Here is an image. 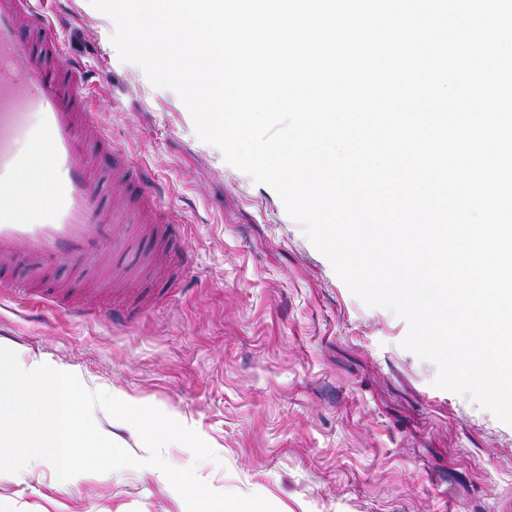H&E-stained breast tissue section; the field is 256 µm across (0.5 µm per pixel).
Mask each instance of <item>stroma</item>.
Instances as JSON below:
<instances>
[{
  "instance_id": "stroma-1",
  "label": "stroma",
  "mask_w": 512,
  "mask_h": 512,
  "mask_svg": "<svg viewBox=\"0 0 512 512\" xmlns=\"http://www.w3.org/2000/svg\"><path fill=\"white\" fill-rule=\"evenodd\" d=\"M43 8L79 61L91 120L141 164L194 263L171 279L152 234L118 256L58 261L52 280L106 278L115 294L76 317L5 293L0 346L189 426L217 461L171 443L169 465L277 512H512V426L434 387L435 365L401 346L407 322L353 295L275 191L202 141L175 91L120 59L110 16L90 0ZM0 512L186 510L156 468L62 482L44 461L0 474Z\"/></svg>"
}]
</instances>
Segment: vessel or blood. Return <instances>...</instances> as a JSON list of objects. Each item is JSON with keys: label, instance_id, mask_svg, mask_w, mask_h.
<instances>
[{"label": "vessel or blood", "instance_id": "obj_1", "mask_svg": "<svg viewBox=\"0 0 512 512\" xmlns=\"http://www.w3.org/2000/svg\"><path fill=\"white\" fill-rule=\"evenodd\" d=\"M26 26L40 30L41 43L24 36ZM72 73L46 15L31 0H0V264L23 262L28 276L14 283L23 291L58 258L79 263L106 243L122 246L117 221H168L141 170L88 123L87 96ZM91 138L111 157L109 173L124 189L110 209L90 171ZM45 210L51 220L42 219Z\"/></svg>", "mask_w": 512, "mask_h": 512}]
</instances>
